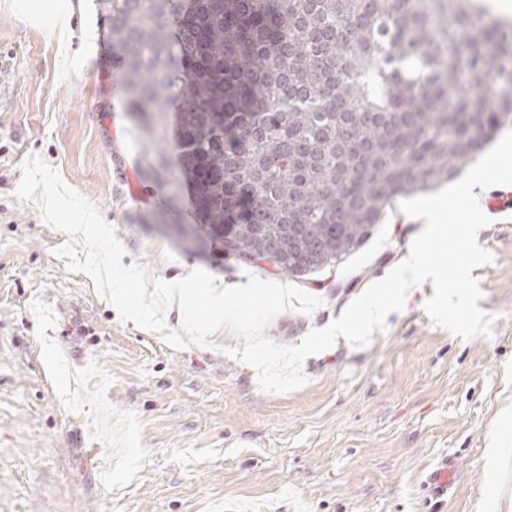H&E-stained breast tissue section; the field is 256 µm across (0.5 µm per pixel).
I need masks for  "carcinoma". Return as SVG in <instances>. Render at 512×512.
Returning <instances> with one entry per match:
<instances>
[{
  "instance_id": "1",
  "label": "carcinoma",
  "mask_w": 512,
  "mask_h": 512,
  "mask_svg": "<svg viewBox=\"0 0 512 512\" xmlns=\"http://www.w3.org/2000/svg\"><path fill=\"white\" fill-rule=\"evenodd\" d=\"M128 111L174 113L186 238L299 279L512 116V26L477 0H97ZM144 176L171 177L163 153Z\"/></svg>"
}]
</instances>
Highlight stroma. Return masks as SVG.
Returning a JSON list of instances; mask_svg holds the SVG:
<instances>
[{"instance_id":"1","label":"stroma","mask_w":512,"mask_h":512,"mask_svg":"<svg viewBox=\"0 0 512 512\" xmlns=\"http://www.w3.org/2000/svg\"><path fill=\"white\" fill-rule=\"evenodd\" d=\"M97 18L95 0H0V512H512V215L478 233L493 254L472 271L492 336L435 325L427 282L367 347L307 358L292 392L261 391L219 352L172 349L69 271L56 254L67 234L15 196L39 155L101 209L123 265L247 281L178 238L195 221L187 192L145 179L149 205L127 194L124 166L142 171L158 150L175 162L174 127L145 130L113 95L119 53L98 52ZM422 228L389 205L346 261L300 281L324 307L285 310L266 336L293 345L339 318ZM443 458L458 478L436 500L424 481Z\"/></svg>"}]
</instances>
